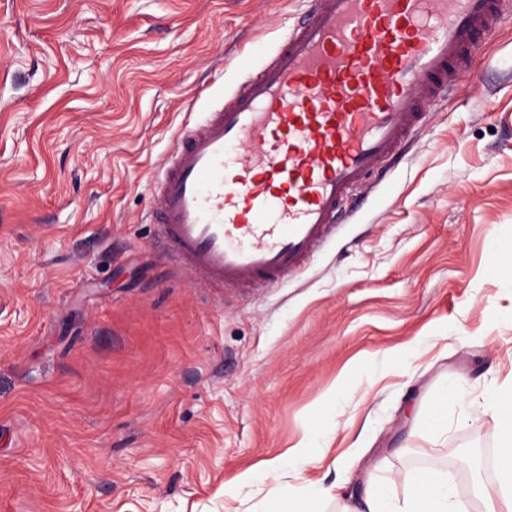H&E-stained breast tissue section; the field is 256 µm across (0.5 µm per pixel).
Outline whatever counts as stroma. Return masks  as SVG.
Masks as SVG:
<instances>
[{
	"mask_svg": "<svg viewBox=\"0 0 512 512\" xmlns=\"http://www.w3.org/2000/svg\"><path fill=\"white\" fill-rule=\"evenodd\" d=\"M306 7L0 0V512H255L266 462L323 426L301 477L341 490L316 512L435 467L480 512L461 462L497 448L488 399L512 382V16L281 287L220 292L156 247L181 132ZM448 421V392L437 399L431 406L424 420V428L428 432H441L447 425Z\"/></svg>",
	"mask_w": 512,
	"mask_h": 512,
	"instance_id": "obj_1",
	"label": "stroma"
}]
</instances>
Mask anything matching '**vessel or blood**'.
Masks as SVG:
<instances>
[{
	"label": "vessel or blood",
	"mask_w": 512,
	"mask_h": 512,
	"mask_svg": "<svg viewBox=\"0 0 512 512\" xmlns=\"http://www.w3.org/2000/svg\"><path fill=\"white\" fill-rule=\"evenodd\" d=\"M504 0H310L271 56L186 130L154 194L177 271L271 288L351 214L352 193L450 96Z\"/></svg>",
	"instance_id": "1"
}]
</instances>
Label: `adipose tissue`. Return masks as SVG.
<instances>
[{
  "instance_id": "adipose-tissue-1",
  "label": "adipose tissue",
  "mask_w": 512,
  "mask_h": 512,
  "mask_svg": "<svg viewBox=\"0 0 512 512\" xmlns=\"http://www.w3.org/2000/svg\"><path fill=\"white\" fill-rule=\"evenodd\" d=\"M494 412L501 425L496 478L481 486L479 498L482 512H512V386L496 393ZM330 493V488L310 484L285 492L274 489L261 500L257 512H283L287 499L299 504L301 512H314V504ZM366 508L368 512H472V503L455 491L447 471L432 469L406 474L402 480V500L398 503L391 499L383 484L372 483Z\"/></svg>"
}]
</instances>
